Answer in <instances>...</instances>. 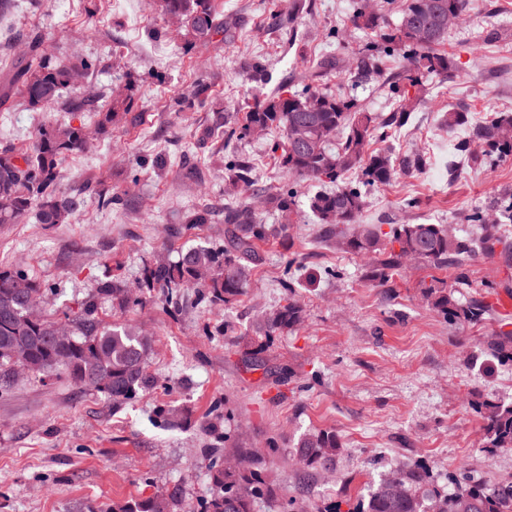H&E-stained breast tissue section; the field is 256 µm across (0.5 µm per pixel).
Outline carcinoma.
Returning a JSON list of instances; mask_svg holds the SVG:
<instances>
[{
	"label": "carcinoma",
	"instance_id": "obj_1",
	"mask_svg": "<svg viewBox=\"0 0 512 512\" xmlns=\"http://www.w3.org/2000/svg\"><path fill=\"white\" fill-rule=\"evenodd\" d=\"M151 7L165 17L179 20L190 40L184 50L203 45L218 33L233 38L231 28L215 10L213 0H152ZM468 0H401L397 22L389 24L370 0H357L352 15L354 27L370 35L355 56L354 76L384 74V58L400 49L406 66L386 75L385 83L397 97L393 111L378 118L365 110L356 97L334 92L319 81L341 69L339 60L318 58L305 80L288 85L249 107L240 118L216 111L208 132L224 133L227 142L242 140L255 129L275 130L272 144L275 160L283 173L298 179L336 184L329 192H317L308 205L320 224L336 227L344 248L373 260L372 278L389 287L405 264L414 260L434 268L453 267L457 284H467V263L477 255L493 257L500 244L499 225L490 224L480 209L472 210L467 222L481 229L479 241L448 233L443 224H393L384 232L380 226L361 224L359 215L366 199L361 186L389 183L396 170L418 171L424 156L416 152L396 155L372 149L371 142L409 123L421 103L423 80L444 74L451 68L448 56L439 50L448 32L463 19ZM31 60L14 78L0 85V105L19 96L32 107L63 104L64 112H83L88 100L80 95L63 99L77 77L96 68L85 58L65 63L44 47L43 38L33 33L27 42ZM247 83L266 85L268 70L259 62L242 71ZM130 94L115 96L98 110L95 130L125 122L130 113ZM445 124L454 128L469 125L458 151L477 165L512 157V138L504 129L512 127V113L469 123L467 112H448ZM89 127L71 123L48 124L38 129L34 143L25 150L0 148V224H12L32 210L41 224H67L80 213L91 193L107 207L114 197L95 188L70 196L58 192L60 160L68 153L84 149ZM228 182L243 193L256 186L255 167L249 156L238 153L225 163ZM264 201L278 213L279 223L266 224L247 199L224 207V241L189 247L176 259L160 258L144 268L141 288H159L174 301L184 288H200L213 303L228 304L249 286L260 245L277 240L288 246V225L295 223L299 200L297 191L282 186L265 194ZM500 217L512 222V191L494 200ZM505 260L512 252H499ZM46 289L22 269L0 270V380L10 382L15 366L33 375L65 374L76 385L94 389L114 403H126L150 383L146 360L152 351V337L132 325H103L97 317L100 298L112 301V308L127 311L143 305V298L121 280L101 284L81 311L62 323L35 311L37 299ZM430 309L449 323L477 324L485 319L488 307L480 300L462 303L444 281L425 290ZM303 322V308L293 299L262 315L255 334L262 338L258 351L273 336L292 330ZM69 339L54 341L61 327ZM487 355L512 364V331H500L486 342ZM105 374L110 384L101 389L93 375ZM482 421L486 450L490 454L512 451V402L484 400L473 404ZM345 451L334 430L302 434L291 453L298 469L328 473ZM261 454L224 434V461L209 468L210 493L201 512H257L258 504L272 496V481L262 466ZM179 489L174 487L112 507V512H173ZM341 504L322 508L289 501L283 512H340ZM347 512H512V481L486 485L465 476L448 474L441 485L429 464L418 461L381 476L367 496L349 506Z\"/></svg>",
	"mask_w": 512,
	"mask_h": 512
}]
</instances>
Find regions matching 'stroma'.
<instances>
[{
  "instance_id": "35a3bbf8",
  "label": "stroma",
  "mask_w": 512,
  "mask_h": 512,
  "mask_svg": "<svg viewBox=\"0 0 512 512\" xmlns=\"http://www.w3.org/2000/svg\"><path fill=\"white\" fill-rule=\"evenodd\" d=\"M356 0H215L232 23L234 37L214 35L183 52V29L151 9L147 0H14L0 15V82L25 65V42L40 33L56 57L75 63L94 58L85 79L101 94L132 90L136 118L101 136L90 151L61 160L58 192L94 186L119 199L110 208L88 198L69 224H41L27 214L0 224V269L23 268L49 287L43 309L61 319L77 313L96 288L118 278L136 286L158 254L223 240L227 200L224 164L231 151L249 155L257 186L289 183L270 151L272 134L239 142L223 136L199 143L212 110L243 112L264 89L242 80L244 63L258 60L272 86L301 79L305 63L321 55L351 60L365 37L351 23ZM303 9L293 32L273 30V13ZM443 49L455 62L452 76L428 78L412 121L392 138L395 149L416 150L426 166L399 174L387 187L369 191L361 223L389 230L394 224H451L456 234H474L471 210L488 207L512 188V157L486 169L460 162L449 171L460 132L442 116L465 109L471 118L512 112V0H469L460 28ZM206 79L205 103L180 99ZM59 106L33 108L22 99L0 106V148L28 147L40 126L64 119ZM165 157L164 170L152 160ZM195 179H185L187 169ZM301 209L289 230L302 267L294 292L281 286L280 244L261 247L251 284L232 304L202 301L199 290H182L169 305L160 290L145 305L124 313L99 301L104 324H141L153 340L146 389L122 407L104 394L63 377L16 376L0 388V512H91L178 488L175 512H200L209 494L208 468L223 458V442L211 425L233 411L234 437L265 448L276 477L274 500L260 512H281L288 498L309 504L367 493L384 473L404 461L428 463L438 479L461 469L486 480H512V452L487 456L482 423L471 408L484 399L512 400V366L487 359L489 336L512 315L498 297L512 292V263L477 256L461 302L489 307L478 324L446 322L429 310L425 288L434 278L452 280L453 270L409 264L395 287L373 285L369 258L336 248L307 207L318 182L294 183ZM416 207H406L408 199ZM209 207L211 223L190 229L186 216ZM338 277L326 276V269ZM297 299L304 321L257 351L254 325L262 311ZM178 412L172 425L158 408ZM332 429L346 450L333 476L291 467L289 454L303 433Z\"/></svg>"
}]
</instances>
